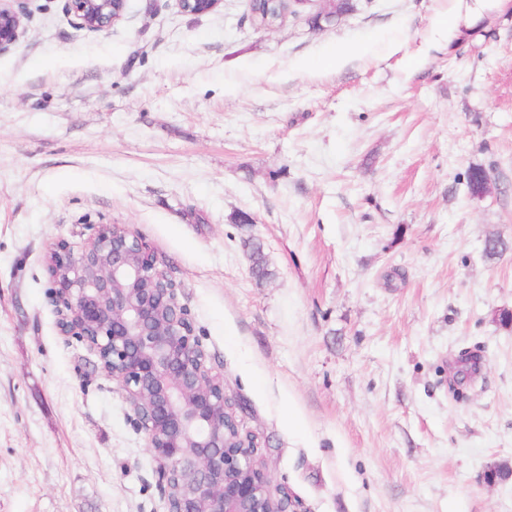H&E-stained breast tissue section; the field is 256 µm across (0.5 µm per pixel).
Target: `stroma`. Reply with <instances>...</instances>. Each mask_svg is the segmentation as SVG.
<instances>
[{
	"instance_id": "35a3bbf8",
	"label": "stroma",
	"mask_w": 512,
	"mask_h": 512,
	"mask_svg": "<svg viewBox=\"0 0 512 512\" xmlns=\"http://www.w3.org/2000/svg\"><path fill=\"white\" fill-rule=\"evenodd\" d=\"M354 2L264 31L247 0H127L89 33L31 0L0 54V512H166L124 391L56 328L47 256L98 224L179 285L273 493L512 512V0L452 39L453 0ZM175 2L180 13L201 16L218 10L223 0H175Z\"/></svg>"
}]
</instances>
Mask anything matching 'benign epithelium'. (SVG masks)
Listing matches in <instances>:
<instances>
[{
    "instance_id": "1",
    "label": "benign epithelium",
    "mask_w": 512,
    "mask_h": 512,
    "mask_svg": "<svg viewBox=\"0 0 512 512\" xmlns=\"http://www.w3.org/2000/svg\"><path fill=\"white\" fill-rule=\"evenodd\" d=\"M180 13L210 14L223 0H175ZM126 0H64L71 24L102 32ZM27 0H0V54L26 32ZM56 327L95 354L126 393L157 462L167 512H302L272 494L258 439L241 429L224 378L208 366L178 286L147 245L122 224H98L75 251L65 240L47 257Z\"/></svg>"
}]
</instances>
